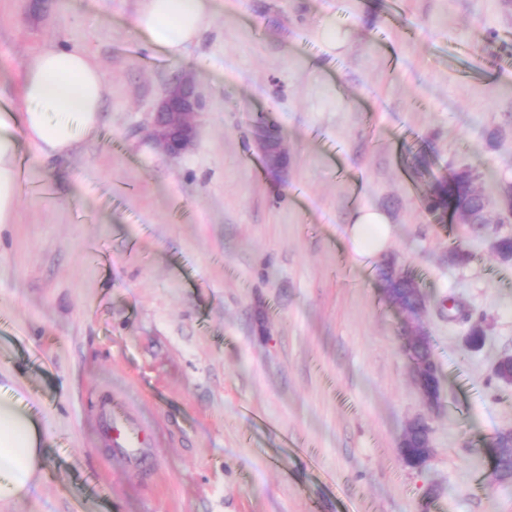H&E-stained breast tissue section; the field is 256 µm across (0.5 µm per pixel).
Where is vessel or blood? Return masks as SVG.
Here are the masks:
<instances>
[{
	"instance_id": "b4317fda",
	"label": "vessel or blood",
	"mask_w": 512,
	"mask_h": 512,
	"mask_svg": "<svg viewBox=\"0 0 512 512\" xmlns=\"http://www.w3.org/2000/svg\"><path fill=\"white\" fill-rule=\"evenodd\" d=\"M97 427L114 463L141 479L157 472L159 462L145 446L150 430L146 418L113 404L111 398L106 397L98 407Z\"/></svg>"
}]
</instances>
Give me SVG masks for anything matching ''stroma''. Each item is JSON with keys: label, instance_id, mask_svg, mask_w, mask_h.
I'll return each mask as SVG.
<instances>
[{"label": "stroma", "instance_id": "35a3bbf8", "mask_svg": "<svg viewBox=\"0 0 512 512\" xmlns=\"http://www.w3.org/2000/svg\"><path fill=\"white\" fill-rule=\"evenodd\" d=\"M140 2L0 0V99L22 107L49 44L86 50L107 86L98 134L25 162L0 224V400L33 410L45 447L38 485L0 512H512L489 448L512 427L493 371L512 353V261L427 208L459 168L483 173L492 218L512 183V0H401L395 16L389 0H210L179 61L137 31ZM185 72L205 109L171 159L149 114ZM260 117L288 153L277 176ZM364 205L427 298L436 410L377 262L345 245ZM107 393L153 418L151 480L106 463ZM418 417L433 453L412 468L398 441ZM276 129L274 125L269 124L257 126L254 139L267 168L274 172H282L286 169L288 155L282 146V141L278 144L271 138L272 135H276L278 140L281 139L279 134H276ZM412 381L417 388L426 407L433 409L439 405V383L429 385L423 373V368L412 366Z\"/></svg>", "mask_w": 512, "mask_h": 512}]
</instances>
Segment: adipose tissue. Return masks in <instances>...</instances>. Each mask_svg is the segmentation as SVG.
I'll use <instances>...</instances> for the list:
<instances>
[{
    "label": "adipose tissue",
    "mask_w": 512,
    "mask_h": 512,
    "mask_svg": "<svg viewBox=\"0 0 512 512\" xmlns=\"http://www.w3.org/2000/svg\"><path fill=\"white\" fill-rule=\"evenodd\" d=\"M135 26L155 49L180 59L207 30L205 0H144ZM24 106L0 107V224L12 223L20 182L21 144L48 163L74 150L99 130L104 77L83 50L44 47L24 71ZM391 238L390 220L363 206L354 211L346 244L355 260L380 255ZM45 450L30 410L0 402V504L26 499L39 481Z\"/></svg>",
    "instance_id": "adipose-tissue-1"
}]
</instances>
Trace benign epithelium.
<instances>
[{
	"mask_svg": "<svg viewBox=\"0 0 512 512\" xmlns=\"http://www.w3.org/2000/svg\"><path fill=\"white\" fill-rule=\"evenodd\" d=\"M204 110L202 95L194 78L183 74L173 80L165 89L151 115L149 135L156 149L163 155L176 158L188 152L198 136V118ZM276 127L263 124L256 127L254 139L267 168L274 172L286 169L288 155L282 144L272 139ZM424 306L406 315V336L402 346L424 345L428 342L426 331L420 324ZM412 381L426 407L439 405V386L430 385L424 378L423 369L412 367Z\"/></svg>",
	"mask_w": 512,
	"mask_h": 512,
	"instance_id": "1",
	"label": "benign epithelium"
}]
</instances>
